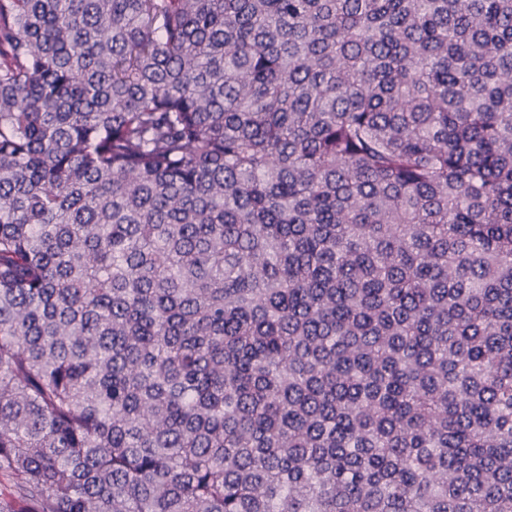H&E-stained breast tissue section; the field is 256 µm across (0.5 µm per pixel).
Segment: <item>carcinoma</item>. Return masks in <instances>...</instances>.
Here are the masks:
<instances>
[{
    "label": "carcinoma",
    "instance_id": "obj_1",
    "mask_svg": "<svg viewBox=\"0 0 512 512\" xmlns=\"http://www.w3.org/2000/svg\"><path fill=\"white\" fill-rule=\"evenodd\" d=\"M0 512H512V0H0Z\"/></svg>",
    "mask_w": 512,
    "mask_h": 512
}]
</instances>
